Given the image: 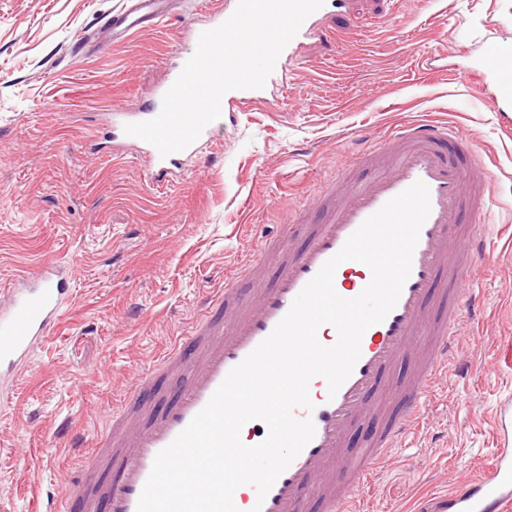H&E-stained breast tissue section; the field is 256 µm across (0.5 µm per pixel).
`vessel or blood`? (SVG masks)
I'll use <instances>...</instances> for the list:
<instances>
[{
    "label": "vessel or blood",
    "mask_w": 512,
    "mask_h": 512,
    "mask_svg": "<svg viewBox=\"0 0 512 512\" xmlns=\"http://www.w3.org/2000/svg\"><path fill=\"white\" fill-rule=\"evenodd\" d=\"M176 0H124L88 40L96 52L120 46L132 34L172 15ZM347 0H325L301 25L280 54L267 85L224 94L221 114L236 122L246 104H270L269 88L282 83L297 47L323 33V21ZM229 17L214 12L188 28L186 56H193L202 32ZM496 77V100L512 105V44L497 46L485 59ZM167 86L137 112L112 115V153L143 149L151 180L165 182L190 166L213 126L180 152L161 156L152 144L127 135L126 125L155 118ZM476 142L454 126L426 120L394 128L381 141L367 145L336 178L324 195V219L317 224L297 213L292 224L266 236L262 256L248 260L236 277L205 296L184 336L142 374L134 389L111 410L112 431L86 455L77 476L64 478L62 494L76 512H97L107 501L109 512H136L156 455L170 445L207 405L228 373L275 329L292 302L326 261L390 199L416 181L430 192V214L423 224L412 258L411 273L397 304L383 322L361 340V355L336 396H329L325 378L309 384L313 409L295 408L296 418H311L313 439L278 477L266 497L254 486L238 487L233 501L239 512H353L358 494L405 435L413 433L428 410L429 396L456 360L463 315L477 298L468 291L478 259L491 250L483 216L491 199V180L483 172ZM303 230L308 243L301 250L284 244ZM278 259L274 277L266 275V256ZM372 277L357 261L341 263L334 278L345 298L358 296ZM254 283L244 292L241 280ZM71 276L47 262L22 276L7 300L0 301V388L9 385L27 365L34 348L56 327L71 297ZM372 420L376 429L363 448L348 447L350 431ZM497 452L491 470L459 484L449 495L436 493L418 502L417 512H501L512 502V399L500 401L495 416ZM110 468L115 481L101 484L93 472Z\"/></svg>",
    "instance_id": "b4317fda"
}]
</instances>
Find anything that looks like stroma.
<instances>
[{
    "instance_id": "1",
    "label": "stroma",
    "mask_w": 512,
    "mask_h": 512,
    "mask_svg": "<svg viewBox=\"0 0 512 512\" xmlns=\"http://www.w3.org/2000/svg\"><path fill=\"white\" fill-rule=\"evenodd\" d=\"M121 0H0V299L43 262L66 265L72 299L0 402V502L34 512L77 473L68 434L93 446L113 400L188 326L201 298L290 223L322 182L400 123L428 119L477 143L495 180L486 214L495 247L469 283L479 304L459 354L403 440L360 494L362 512H415L420 498L477 475L496 452L493 415L512 395V138L495 94L455 81L492 40L512 42V0H354L327 40L298 49L275 95L280 111L242 112L193 166L152 181L139 152L116 156L113 105L137 109L186 47L183 17L86 54ZM27 450L35 468L15 470Z\"/></svg>"
}]
</instances>
